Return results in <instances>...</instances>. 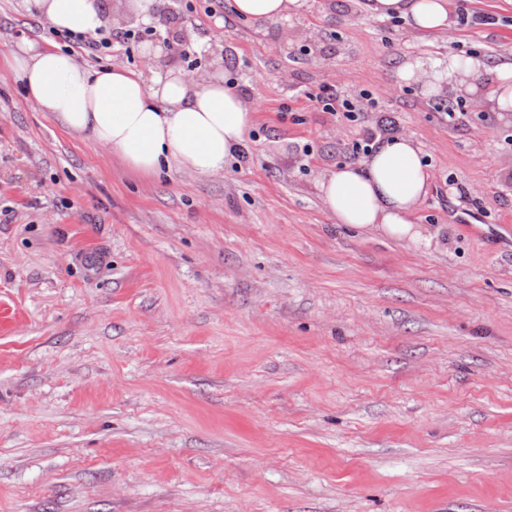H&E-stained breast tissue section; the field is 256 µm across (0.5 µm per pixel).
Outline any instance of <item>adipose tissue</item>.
Returning a JSON list of instances; mask_svg holds the SVG:
<instances>
[{
  "instance_id": "obj_1",
  "label": "adipose tissue",
  "mask_w": 512,
  "mask_h": 512,
  "mask_svg": "<svg viewBox=\"0 0 512 512\" xmlns=\"http://www.w3.org/2000/svg\"><path fill=\"white\" fill-rule=\"evenodd\" d=\"M307 0H232L233 13L258 24L299 13ZM159 0H30L54 28L93 35L112 19H149ZM376 18L405 19L419 35H444L453 24L452 0H362ZM160 49L143 50L140 70L90 68L74 56L25 40L13 52L15 71L27 99L74 133L112 152L134 171L156 175L223 172L227 160L247 148L257 106L220 70L189 73L157 66ZM403 80L448 95L480 98L490 90L501 112H512V62L488 68L479 57L449 56L440 70L405 64ZM430 174L423 152L409 135L380 140L356 163L318 177L320 198L337 223L415 244L429 243L415 216L428 194Z\"/></svg>"
}]
</instances>
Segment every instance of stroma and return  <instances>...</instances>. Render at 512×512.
Wrapping results in <instances>:
<instances>
[{
    "label": "stroma",
    "instance_id": "1",
    "mask_svg": "<svg viewBox=\"0 0 512 512\" xmlns=\"http://www.w3.org/2000/svg\"><path fill=\"white\" fill-rule=\"evenodd\" d=\"M229 4L163 0L127 24L148 40L80 58L219 56L255 101L246 162L146 177L31 104L10 53L57 35L0 0V512H512V112L400 77L512 61V0L430 37L359 0L261 27ZM378 123L427 154L437 244L320 199ZM319 103L323 112H343L344 117L351 122L357 121L359 113L363 112L354 99L348 97L322 98L319 99Z\"/></svg>",
    "mask_w": 512,
    "mask_h": 512
}]
</instances>
